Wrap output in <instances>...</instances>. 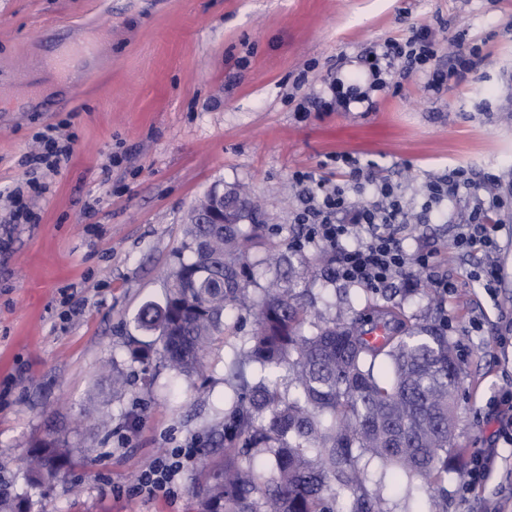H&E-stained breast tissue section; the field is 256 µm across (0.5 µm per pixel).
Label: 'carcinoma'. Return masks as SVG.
Returning a JSON list of instances; mask_svg holds the SVG:
<instances>
[{"instance_id":"obj_1","label":"carcinoma","mask_w":512,"mask_h":512,"mask_svg":"<svg viewBox=\"0 0 512 512\" xmlns=\"http://www.w3.org/2000/svg\"><path fill=\"white\" fill-rule=\"evenodd\" d=\"M261 225L190 224L191 243L208 240L205 275L188 282L200 256L179 261L161 303L141 308L139 327L155 335L130 350L142 362L161 352L168 366L191 376L203 352L224 332V311L246 302L245 242ZM282 367L288 385L262 376L251 384L244 368ZM239 392L229 413L224 464L213 474L202 512H387L381 488L369 486L366 463L393 467L407 489L447 493L454 448L455 401L461 367L448 335L433 324L377 307L366 318H309L288 288H268L256 328L229 365ZM68 461L54 441L35 446L28 479L51 482ZM343 497L335 509L330 497Z\"/></svg>"}]
</instances>
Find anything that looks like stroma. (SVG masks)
<instances>
[{"label":"stroma","instance_id":"obj_1","mask_svg":"<svg viewBox=\"0 0 512 512\" xmlns=\"http://www.w3.org/2000/svg\"><path fill=\"white\" fill-rule=\"evenodd\" d=\"M105 19L112 35L98 59L76 65L72 85L43 68L59 44ZM421 26L434 31L440 66L449 34L479 47V76L433 91L419 73L397 93L372 92V112H297L333 79L355 81L364 48ZM63 119L76 136L70 159L47 175V192L26 191L37 223H10L7 195L28 179L35 134ZM344 152L398 186L416 216L405 248L435 250L454 291L431 301L418 273L374 292L336 279L319 246L294 247V172L336 179L331 157ZM458 165L499 176V192L512 195V0H0V481L31 512H200L208 474L224 461L212 437L235 395L227 367L255 329L254 311H226L191 378L157 354L132 361L128 349L148 341L135 316L163 302L168 272L190 254L187 215L218 185L246 191L258 208L262 238L245 282L253 301L288 276L324 318L397 307L454 344L461 456L448 467V496L392 485L390 468L373 462L388 512H512V444L493 411L512 392V216L495 253L459 251L473 196L425 205L426 183ZM490 263L503 269L492 292L469 276ZM109 364L126 380L122 393L102 371ZM43 440L60 441L71 463L33 487L25 458ZM173 448L199 451L177 494H128ZM489 450L496 470L463 493L464 468Z\"/></svg>","mask_w":512,"mask_h":512}]
</instances>
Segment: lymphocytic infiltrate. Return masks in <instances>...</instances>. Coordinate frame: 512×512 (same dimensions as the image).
<instances>
[{
  "instance_id": "f902f5d3",
  "label": "lymphocytic infiltrate",
  "mask_w": 512,
  "mask_h": 512,
  "mask_svg": "<svg viewBox=\"0 0 512 512\" xmlns=\"http://www.w3.org/2000/svg\"><path fill=\"white\" fill-rule=\"evenodd\" d=\"M436 55L431 30L413 29L405 40L389 39L383 45L361 52L359 62L365 85L336 79L329 83L326 96L315 98L314 103L324 112H348L358 104L371 111L375 108L371 92L389 90L393 77H409L423 71L429 75L428 88L437 90L447 75L478 73L485 62L479 51L459 50L454 52L451 66L444 71L437 66ZM68 127V122L63 120L36 135L38 150L31 158L39 168L55 173L70 158L75 136L69 133ZM332 160L343 174L342 181L319 179L307 171L294 174L295 181L306 193L297 215L300 239L333 250L335 274L347 283L377 290L393 277L408 278L426 272L430 275L431 287L438 294H447L451 281L431 274L434 252L411 254L400 243L408 217L403 199L392 184L374 180L371 165L363 164L351 154L339 153L333 155ZM496 183L495 175H486L479 181L469 168L457 166L428 184V201L435 205L455 198L463 189L476 191L483 187L489 191L480 209L471 212L466 224L460 225L455 239L457 248L468 251L495 246V215L504 205L501 197L492 191ZM369 185L374 188L372 201L354 204L352 193L363 191ZM195 458V449L178 448L154 460L136 477L131 485L132 492L146 496L173 493L175 484Z\"/></svg>"
}]
</instances>
